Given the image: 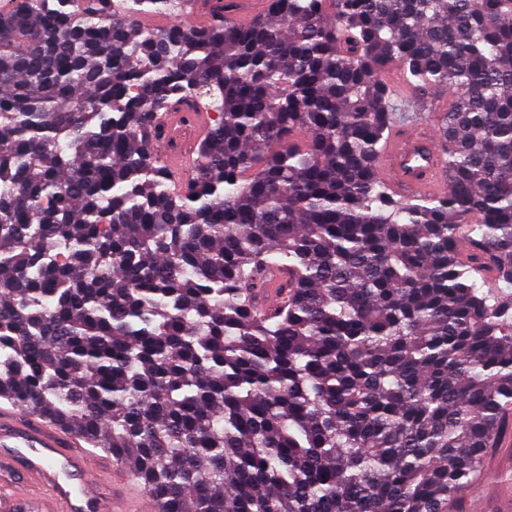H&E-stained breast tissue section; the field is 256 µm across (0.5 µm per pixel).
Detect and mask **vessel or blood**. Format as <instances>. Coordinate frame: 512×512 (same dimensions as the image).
<instances>
[{"mask_svg": "<svg viewBox=\"0 0 512 512\" xmlns=\"http://www.w3.org/2000/svg\"><path fill=\"white\" fill-rule=\"evenodd\" d=\"M272 0H244L236 19L247 26L269 12ZM190 120L195 135L208 131L205 113L183 104L165 113L163 124ZM173 173L189 165L187 152L156 141ZM440 147L423 126L391 129L378 160L380 177L396 194L422 197L446 193L439 172ZM134 476L111 457L83 447L67 431L42 417L0 411V512H128L124 490Z\"/></svg>", "mask_w": 512, "mask_h": 512, "instance_id": "vessel-or-blood-1", "label": "vessel or blood"}]
</instances>
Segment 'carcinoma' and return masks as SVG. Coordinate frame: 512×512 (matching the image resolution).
Instances as JSON below:
<instances>
[{
	"label": "carcinoma",
	"mask_w": 512,
	"mask_h": 512,
	"mask_svg": "<svg viewBox=\"0 0 512 512\" xmlns=\"http://www.w3.org/2000/svg\"><path fill=\"white\" fill-rule=\"evenodd\" d=\"M184 3L0 14V399L158 512H448L512 416V0ZM396 66L452 92L442 196L377 173ZM272 0H246L243 8L236 14L240 25L248 26L256 19L264 17L270 11ZM189 118L195 135L204 136L208 131V119L204 112H197L196 107L187 104L180 105L174 112H166L161 121L164 125H176ZM156 148L165 156L171 171L175 174H182L191 161L188 152L173 146L164 138L156 140Z\"/></svg>",
	"instance_id": "carcinoma-1"
}]
</instances>
